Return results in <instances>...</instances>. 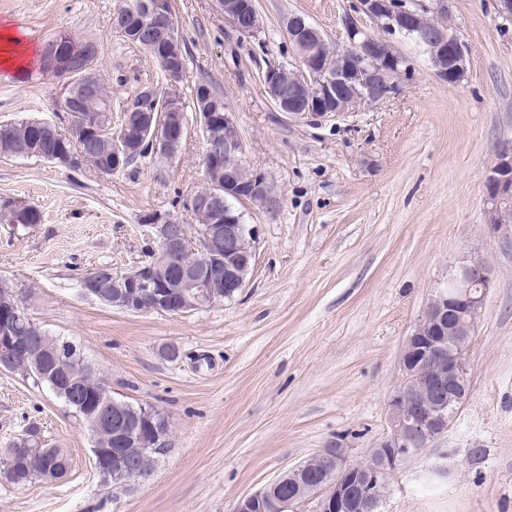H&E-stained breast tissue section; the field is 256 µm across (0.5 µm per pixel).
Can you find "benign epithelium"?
<instances>
[{
	"label": "benign epithelium",
	"instance_id": "obj_1",
	"mask_svg": "<svg viewBox=\"0 0 512 512\" xmlns=\"http://www.w3.org/2000/svg\"><path fill=\"white\" fill-rule=\"evenodd\" d=\"M455 0H352L343 16L344 44L330 45L322 32L301 15L286 18L285 30L296 52L295 66L286 69L270 65L261 81L275 107L288 115L315 121L327 114L358 112L397 94L400 80L409 66L397 53L388 36L413 35L425 47L436 74L456 83L465 77L469 50L456 31L436 24L432 17H450ZM231 28L245 37L263 29V21L253 0H214ZM174 27L166 12V0H141L133 21H112L118 33L135 32L137 45L164 59L167 81L177 86L185 67L182 41L171 34L165 44L145 33L160 26ZM60 46L42 57V64L61 75L62 103L70 112H109L98 103V76L89 58L98 54L93 41L57 39ZM208 124L200 126L206 142V192L217 208L224 209V222L198 227L192 240L194 250L211 258L223 250V266L210 261L189 265L182 259L187 227L171 219L153 217L157 247L141 275L112 274V294L91 288L93 275L82 281V289L103 304L138 312L181 315L211 304L219 292L227 299L244 288L255 258V227L246 223L244 207L267 197L266 178L242 160L243 143L232 117L224 113V131L214 132L221 104L206 90L199 93ZM135 126L142 143L128 141L117 133L112 140V171L127 157L144 148L163 153L185 137L182 104L177 99H161L154 88L138 94ZM61 163L94 170L100 167L96 154L83 150L65 154ZM485 224L493 228L512 211V148L505 146L487 170L484 181ZM495 280V271L480 256L471 254L451 268L448 283L434 291L418 323L408 337L400 359L402 383L389 400L390 433L362 462L350 459L349 449L340 444L324 448L290 468L264 488L240 497L232 512H295V507L313 502L314 512H375L382 500L380 487L390 473L414 456L420 448L448 430L449 411L459 409L470 395L471 372L465 345L471 336L486 294ZM177 288L178 299L171 297ZM30 338L17 335L15 324L0 322V368L27 355ZM114 430L115 449L93 451L95 470L105 482L115 469H132L135 460L127 448H154L161 429L150 418V409L123 410L113 397L100 395L94 403L88 430ZM326 478L316 477V471ZM288 483L291 495L274 494Z\"/></svg>",
	"mask_w": 512,
	"mask_h": 512
}]
</instances>
